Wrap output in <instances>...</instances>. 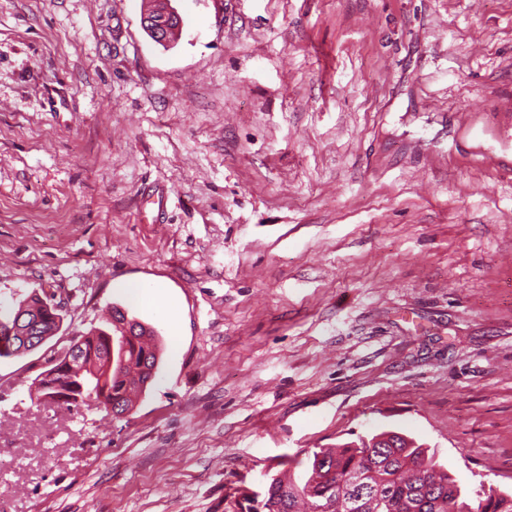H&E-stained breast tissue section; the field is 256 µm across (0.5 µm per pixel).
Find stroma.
<instances>
[{"mask_svg": "<svg viewBox=\"0 0 512 512\" xmlns=\"http://www.w3.org/2000/svg\"><path fill=\"white\" fill-rule=\"evenodd\" d=\"M171 5L161 45L0 0V313L64 315L0 358V512H232L388 430L512 490V0ZM115 307L162 345L133 410L31 401ZM23 308H25L24 311H22ZM29 309H35V312ZM18 317L21 318V321L19 319L16 325ZM56 317L57 313L52 307L45 304L38 295H31L21 301L17 309L8 317L2 319V315H0V333L2 323L5 322L11 326L16 325V329L19 328V325L22 329H29L30 338L34 341H38L39 337L44 334L50 335L47 338L49 340L54 336L52 334L54 330L58 329Z\"/></svg>", "mask_w": 512, "mask_h": 512, "instance_id": "35a3bbf8", "label": "stroma"}]
</instances>
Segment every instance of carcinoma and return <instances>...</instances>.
<instances>
[{"label": "carcinoma", "instance_id": "obj_1", "mask_svg": "<svg viewBox=\"0 0 512 512\" xmlns=\"http://www.w3.org/2000/svg\"><path fill=\"white\" fill-rule=\"evenodd\" d=\"M56 311L37 295L18 304L3 322L28 330L33 340L58 329ZM124 314L112 316V330L91 329L74 340L76 353L62 362L51 383L35 399L48 402V394L67 390L73 394L63 406L78 408L85 394L75 390L86 374L105 375L95 400L114 403L116 413L131 410L133 397L147 387L159 362L160 348L153 332L140 322L130 337L120 328ZM247 512H512V492L483 489L467 495L443 464L406 437L399 447L373 435L359 444L346 442L338 448H318L308 458L303 484L273 476L261 508Z\"/></svg>", "mask_w": 512, "mask_h": 512}]
</instances>
